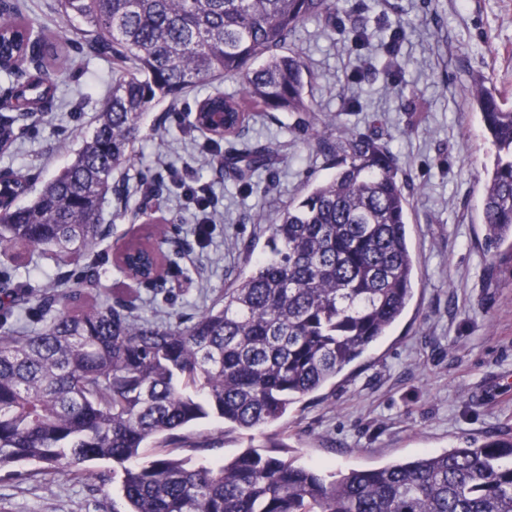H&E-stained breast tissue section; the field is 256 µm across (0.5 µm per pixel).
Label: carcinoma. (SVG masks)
<instances>
[{
	"mask_svg": "<svg viewBox=\"0 0 512 512\" xmlns=\"http://www.w3.org/2000/svg\"><path fill=\"white\" fill-rule=\"evenodd\" d=\"M340 3L59 0L63 18L83 23L75 41L112 59V95L72 162L30 205H15L28 179L0 171V196L11 200L0 214V256L17 258L21 248L50 258L91 253L107 235L106 196H128L112 171L132 163L138 122L163 100L210 87L194 127L216 146L224 140L216 114L236 137L254 108L313 111L310 73L287 46L308 20L343 22ZM23 7L0 0V57L17 67L3 74L47 59L16 90L33 102L53 99L63 54L57 43L31 37ZM223 78L240 91L213 86ZM467 95L496 149L481 198L486 243L512 257V105L480 77ZM43 116L0 112V151L23 122ZM311 141L336 172L276 214L260 257L194 317L159 323L116 296L87 304L92 268L38 292L0 287L3 314L32 304L42 313L38 329L0 332V471L34 462L44 476L104 482L87 464L109 461L125 512H512V438L337 473L266 452L286 444L264 429L387 335L414 297L410 202L397 156L361 133L333 140L314 128ZM273 153L254 144L223 167L244 179ZM152 261L138 241L118 270H146ZM211 417L263 433V447L197 466L166 449L179 431Z\"/></svg>",
	"mask_w": 512,
	"mask_h": 512,
	"instance_id": "carcinoma-1",
	"label": "carcinoma"
}]
</instances>
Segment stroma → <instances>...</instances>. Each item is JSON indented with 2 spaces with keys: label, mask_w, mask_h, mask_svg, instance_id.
Listing matches in <instances>:
<instances>
[{
  "label": "stroma",
  "mask_w": 512,
  "mask_h": 512,
  "mask_svg": "<svg viewBox=\"0 0 512 512\" xmlns=\"http://www.w3.org/2000/svg\"><path fill=\"white\" fill-rule=\"evenodd\" d=\"M343 8L368 41L313 20L289 46L314 74L318 122L336 135L381 138L398 157L418 274L414 298L387 336L274 425L289 458L336 472L512 434V259L485 246L479 176L494 149L465 96L481 76L512 101V0H344ZM69 54L46 121L26 126L0 153V168L30 177L21 206L70 163L112 88L110 62L76 48ZM202 94L191 90L174 108L160 103L141 121L135 160L115 173L129 196L107 199L110 234L85 258L100 295L120 293L159 322L218 300L251 261L248 245H264L268 218L332 173L287 112L255 113L242 137L213 147L191 125ZM258 141L278 149L268 168L245 180L217 173L219 154ZM150 224L162 227L171 262L163 283L137 286L118 273L113 253ZM183 435L199 445L197 463L249 444L247 433L217 418ZM31 470L0 472V512H112L121 502L118 483Z\"/></svg>",
  "instance_id": "obj_1"
}]
</instances>
